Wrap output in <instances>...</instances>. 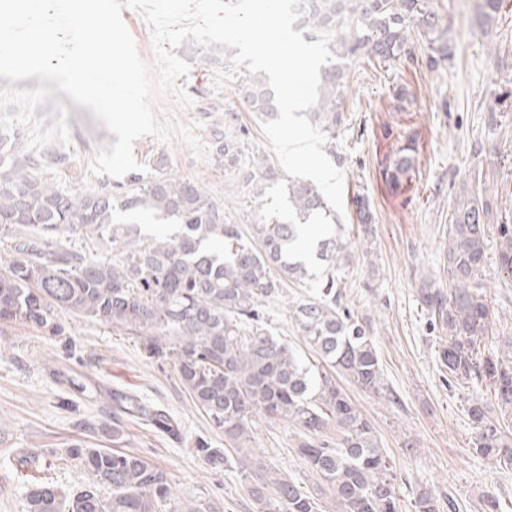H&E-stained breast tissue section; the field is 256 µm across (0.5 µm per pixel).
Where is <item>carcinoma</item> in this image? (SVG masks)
Masks as SVG:
<instances>
[{"instance_id":"obj_1","label":"carcinoma","mask_w":512,"mask_h":512,"mask_svg":"<svg viewBox=\"0 0 512 512\" xmlns=\"http://www.w3.org/2000/svg\"><path fill=\"white\" fill-rule=\"evenodd\" d=\"M298 23L312 32H332L336 60L320 69L319 103L307 113L312 124L336 139L345 123L338 100L348 87L346 60L363 55L387 63L401 56L411 27L428 44V63L449 59L440 42L431 0H304ZM237 93L248 110L278 118L274 93L262 74L247 76ZM212 131L217 163L238 166L245 143L224 135L237 114L224 113ZM417 147L407 139L382 170L399 188L415 169ZM275 168L252 159L240 183L261 196ZM293 219L276 217L251 225L244 235L224 222V209L195 182L158 172L131 174L119 186L70 194L44 176L39 159L0 137V237L10 239L12 260L0 268V321L31 325L48 336L65 335L61 318L74 315L137 335L145 356L169 362L194 407L249 471V495L261 512H322L320 498L269 470L252 453L256 417L286 420L296 429L297 453L331 492L338 512H402L393 465L371 423L337 382L341 375L361 390L384 392L382 368L371 326L340 309L336 270L352 256L353 244L331 232L316 243L324 270L314 296L291 306L299 336L317 363L306 366L296 350L266 328L263 302L280 295L287 279L310 280L293 245L312 215L331 207L311 181L285 185ZM363 224L362 255L373 241L369 200L354 199ZM118 211L148 213L173 221V233L142 232L115 220ZM443 272L448 289L422 279L417 288L430 324L441 331L438 359L448 382L485 381L499 403L512 405V365L481 353L490 308L483 291L494 204L487 192L462 186L448 214ZM79 235L81 247L63 239ZM496 261L512 278V224L498 225ZM112 442L123 439L124 413L148 422L159 434L178 438L169 410L133 393L112 392ZM476 450L494 459L512 458L501 430L480 403L469 407ZM214 469L224 467V449L205 439L195 444ZM68 455L88 472V482L64 491L52 482L25 484L24 512H163L171 490L166 471L135 452L73 444ZM414 512H439L436 497L422 491Z\"/></svg>"}]
</instances>
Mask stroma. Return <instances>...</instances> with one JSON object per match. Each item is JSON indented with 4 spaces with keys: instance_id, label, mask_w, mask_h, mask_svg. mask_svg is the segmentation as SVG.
Returning a JSON list of instances; mask_svg holds the SVG:
<instances>
[{
    "instance_id": "1",
    "label": "stroma",
    "mask_w": 512,
    "mask_h": 512,
    "mask_svg": "<svg viewBox=\"0 0 512 512\" xmlns=\"http://www.w3.org/2000/svg\"><path fill=\"white\" fill-rule=\"evenodd\" d=\"M448 40L449 60L428 64L424 39L411 37V50L386 64L356 57L348 61L349 84L339 100L346 122L336 132V150L345 156L342 218L336 232L358 241L362 227L351 208L354 197H369L377 234L370 256L352 257L338 277L342 306L373 328L380 357L384 397L344 382L345 391L372 423L379 443L391 457L397 475L402 512H413L417 492L428 490L440 500L459 503L460 512H484L486 499L497 498L501 512H512V463L484 458L474 449L476 430L469 405L484 404L488 418L512 442V410L500 406L483 384L448 385L440 370L434 330L416 290L421 278L445 286L442 255L448 236L449 205L458 186L480 173L494 188L498 211L512 220V0L491 24H484L479 0H432ZM176 53L191 65L187 90L195 101L176 111L179 122L209 121L213 108L235 111L245 128L248 153L269 156L261 119L244 111L235 87L213 91L222 65L219 55L184 42ZM407 99H398L399 89ZM68 106L71 142L49 143L42 150L51 159L46 171L64 191L75 194L112 185L109 176L89 177L87 162L116 137L87 108L55 93L36 110L51 117L55 102ZM414 135V172L400 188L381 176L407 135ZM134 154L148 167L197 182L224 208L226 223L240 227L269 216L287 217L285 179L268 182L262 197L238 185L231 170L196 160L181 143L158 144L152 137L136 141ZM491 322L482 350L502 355L512 339V280L501 277L495 261L484 271ZM311 281H286L281 294L264 306L274 336L295 348L302 339L289 318V307L309 299ZM66 333L47 336L15 322H0V457L26 450L48 459L34 481H51L72 489L86 475L67 454L72 439L92 446H111V430L87 432L85 421L103 418L101 401L77 392L71 379L99 382L103 391L138 394L146 402L169 409L182 424V438L173 441L153 432L141 420L123 417L124 447L167 472L171 498L165 512H181L183 503L211 500L224 512H260L247 492L236 456L223 468L211 469L194 451L203 438L212 447L224 445L188 396L177 386L170 364L147 359L132 334L81 317L64 319ZM295 429L287 422L259 421L256 452L273 470L304 489L318 490L299 457Z\"/></svg>"
}]
</instances>
